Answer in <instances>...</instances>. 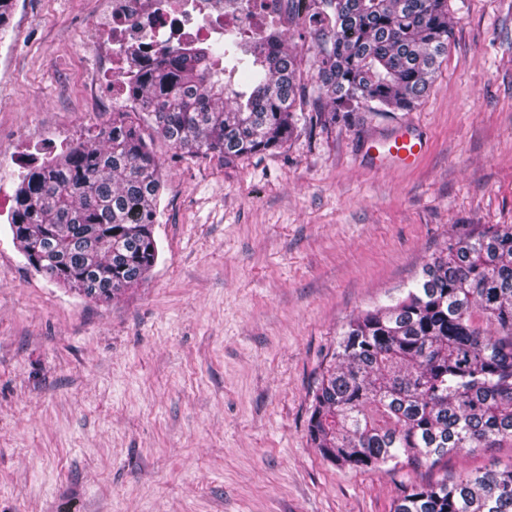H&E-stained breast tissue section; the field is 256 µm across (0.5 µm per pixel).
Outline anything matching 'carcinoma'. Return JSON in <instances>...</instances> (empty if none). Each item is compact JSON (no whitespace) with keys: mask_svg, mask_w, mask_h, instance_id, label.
Instances as JSON below:
<instances>
[{"mask_svg":"<svg viewBox=\"0 0 512 512\" xmlns=\"http://www.w3.org/2000/svg\"><path fill=\"white\" fill-rule=\"evenodd\" d=\"M302 59L279 36L261 49L224 42L167 48L129 85L101 142L29 165L10 231L28 266L111 301L158 258L161 163L148 125L202 157L274 151L306 113L409 111L448 52V0H314ZM321 455L355 471L434 462L512 441V224L448 240L404 296L347 324L308 423ZM393 512H512V468L412 486Z\"/></svg>","mask_w":512,"mask_h":512,"instance_id":"1","label":"carcinoma"}]
</instances>
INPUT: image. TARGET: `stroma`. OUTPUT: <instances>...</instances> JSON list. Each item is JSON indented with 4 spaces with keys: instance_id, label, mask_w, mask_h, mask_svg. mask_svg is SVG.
<instances>
[{
    "instance_id": "stroma-1",
    "label": "stroma",
    "mask_w": 512,
    "mask_h": 512,
    "mask_svg": "<svg viewBox=\"0 0 512 512\" xmlns=\"http://www.w3.org/2000/svg\"><path fill=\"white\" fill-rule=\"evenodd\" d=\"M106 0H17L0 33V512H392L404 486L512 467V444L354 472L307 426L341 329L448 246L512 224V0H451L420 105L315 122L224 160L145 137L162 164L148 277L109 302L26 266L9 233L28 147L116 111ZM405 129L425 153L377 162Z\"/></svg>"
}]
</instances>
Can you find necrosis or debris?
I'll return each instance as SVG.
<instances>
[{
    "mask_svg": "<svg viewBox=\"0 0 512 512\" xmlns=\"http://www.w3.org/2000/svg\"><path fill=\"white\" fill-rule=\"evenodd\" d=\"M313 8V0H109L98 25L147 68L162 47L225 30L239 32L248 45L263 46L269 31L306 22Z\"/></svg>",
    "mask_w": 512,
    "mask_h": 512,
    "instance_id": "necrosis-or-debris-1",
    "label": "necrosis or debris"
}]
</instances>
